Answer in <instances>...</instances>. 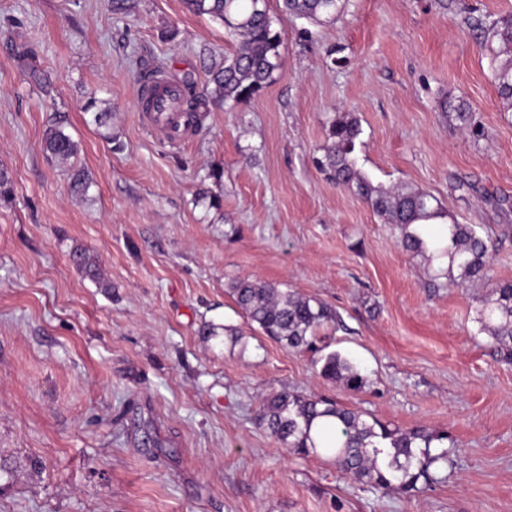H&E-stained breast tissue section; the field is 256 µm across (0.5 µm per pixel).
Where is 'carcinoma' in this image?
Segmentation results:
<instances>
[{
    "label": "carcinoma",
    "instance_id": "carcinoma-1",
    "mask_svg": "<svg viewBox=\"0 0 512 512\" xmlns=\"http://www.w3.org/2000/svg\"><path fill=\"white\" fill-rule=\"evenodd\" d=\"M288 14L321 23L333 19L345 7L346 0H282ZM197 15H207L227 23L230 35L239 38L233 53L221 63L209 67L208 82L202 93L187 87L186 112L198 122L211 104L228 100H250L268 85L275 72L283 67L281 39L273 29L268 0H186ZM473 29L483 35V48L491 56L493 77L501 97L512 100V64L496 65L500 54L512 48V15L475 20ZM362 134L358 120L342 115L330 126L323 145L322 166L336 184L346 187L363 199L400 233L401 246L410 253L425 254V242L412 228L440 216L433 197L425 192L385 190L374 185L357 169L353 153ZM46 155L68 165L70 186L86 196L92 179L84 167L77 165L79 147L60 120H53L43 134ZM432 255L448 258V281L461 288L478 282L488 284L480 299V329L497 345L504 361L512 362V280L489 281V260L493 250L490 238L479 235L471 224L451 225L448 238L432 241ZM76 268L101 286L106 281L90 254L84 249L73 253ZM236 305L272 339L293 349L313 345L315 333L322 325L337 321L331 307L274 285L244 278L231 285ZM324 378L341 384L351 392H360L366 379L360 369L338 352L325 356L321 367ZM330 417L314 441L311 429L315 421ZM260 422L287 448L305 453L321 452L336 468L371 487L417 491L435 482L430 467L448 461V450L430 454L435 442L448 439L445 434L424 429H390L378 421L368 422L362 414L324 398L304 397L286 391L268 397L259 411Z\"/></svg>",
    "mask_w": 512,
    "mask_h": 512
}]
</instances>
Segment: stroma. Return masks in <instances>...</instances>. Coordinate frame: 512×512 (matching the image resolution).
<instances>
[{"label": "stroma", "instance_id": "35a3bbf8", "mask_svg": "<svg viewBox=\"0 0 512 512\" xmlns=\"http://www.w3.org/2000/svg\"><path fill=\"white\" fill-rule=\"evenodd\" d=\"M269 9L283 68L174 142L144 127L141 77L203 91L236 45L220 22L184 0H0V512H512V363L476 320L485 286L449 285L446 260L404 251L321 166L330 124L353 115L357 169L479 225L493 278L511 280L512 101L470 23L512 0H348L322 24ZM56 116L86 196L42 149ZM78 248L107 287L72 264ZM239 278L340 320L284 347L235 304ZM333 351L362 392L321 376ZM283 390L447 433L437 483L377 490L283 447L258 421Z\"/></svg>", "mask_w": 512, "mask_h": 512}]
</instances>
